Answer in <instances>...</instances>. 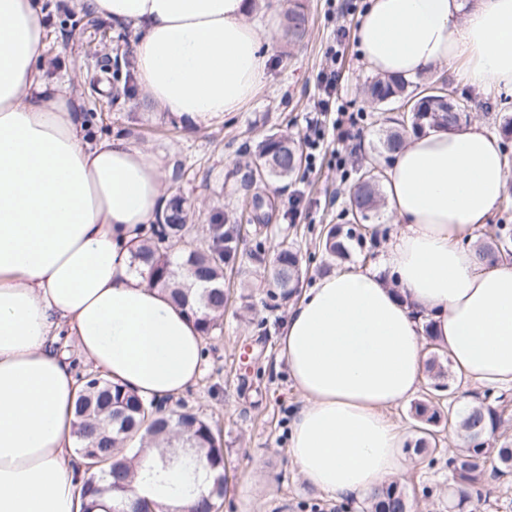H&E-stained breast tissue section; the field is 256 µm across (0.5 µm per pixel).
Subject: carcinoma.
Wrapping results in <instances>:
<instances>
[{"label": "carcinoma", "mask_w": 512, "mask_h": 512, "mask_svg": "<svg viewBox=\"0 0 512 512\" xmlns=\"http://www.w3.org/2000/svg\"><path fill=\"white\" fill-rule=\"evenodd\" d=\"M285 31L290 40L301 39L307 29L308 14L301 3H294L285 16ZM408 80L402 77L375 78L364 87L367 97L374 103L391 102L400 110L408 111L390 118L393 127L387 131L382 147L392 154L403 144L408 132H419L426 128L453 129L459 125V117L471 108L470 99H457L448 95L443 82L431 81L413 94L407 92ZM255 152L261 163L251 166L245 162L249 179L262 184L267 179H286L295 173L291 166L297 148L294 143L277 133H271L259 141ZM357 183L348 196V208L359 214L362 221L382 206L380 180L373 162L360 163L356 168ZM171 205L164 209L167 217L150 226L144 245L136 258L148 268L149 281L170 292L173 301L194 319L203 334L208 335L220 326L227 302L224 293V266L236 259L238 254L239 229L235 224L208 225V245L203 249L185 248L178 258H172L174 245L185 235L191 206L187 201L174 196ZM341 225L331 226L324 238L323 249L330 257H343L345 247ZM488 240L474 246L477 261L491 263L512 255V230L504 224L490 225ZM300 255L292 247H284L273 261L270 285L278 290V296L286 300L297 288ZM426 371L433 380L434 389H442L446 371L439 355L426 363ZM413 418L421 423L420 437L414 442L416 454L433 453L437 445L435 436L441 425H451L461 436L465 448L463 453L449 461L453 466L457 503L463 509L474 489L483 477L484 460L495 458V470L504 475L512 472V448L504 443L497 447L490 443L501 427V416L497 409L481 400L462 414H441L429 400H421L412 407ZM77 443L74 451L84 459L91 451L105 459L116 462L93 471V476L82 486L86 497L85 512H95L97 499L108 495L116 504H121L125 489L136 476V452L128 447L141 427L146 434L141 436L151 447L157 449L163 465L184 462L192 453H205L217 478L213 480L207 495L191 503L185 512H218L227 486L224 479V452L217 446L210 424L190 411L163 412L154 401H144L123 385L105 375H85L75 401ZM483 444H475L476 438ZM412 502L405 488L396 482L382 487L369 497V512H410Z\"/></svg>", "instance_id": "1"}]
</instances>
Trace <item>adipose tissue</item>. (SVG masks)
<instances>
[{
	"label": "adipose tissue",
	"mask_w": 512,
	"mask_h": 512,
	"mask_svg": "<svg viewBox=\"0 0 512 512\" xmlns=\"http://www.w3.org/2000/svg\"><path fill=\"white\" fill-rule=\"evenodd\" d=\"M137 36L147 100L192 122L239 111L273 45L250 23L255 0H79ZM38 0H0V512H81L70 477L78 355L145 399L201 373L203 336L134 254L164 202V170L131 139L86 134L69 85L45 79ZM382 77L461 64L476 89L512 93V0H370L355 31ZM512 169L484 125L408 135L387 172L396 230L378 266L318 280L280 339L304 402L288 453L302 478L360 499L401 469L391 408L423 379L432 323L467 383L512 388V262L477 263L473 245ZM130 498L179 512L207 490L205 455L162 469L136 461Z\"/></svg>",
	"instance_id": "1"
}]
</instances>
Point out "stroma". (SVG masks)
Returning <instances> with one entry per match:
<instances>
[{"label": "stroma", "instance_id": "35a3bbf8", "mask_svg": "<svg viewBox=\"0 0 512 512\" xmlns=\"http://www.w3.org/2000/svg\"><path fill=\"white\" fill-rule=\"evenodd\" d=\"M48 37V84L68 83L79 95L78 110L96 138L123 135L161 163L166 195L179 194L192 205L189 240L202 246L205 228L235 220L244 190L236 168L242 150L266 135L280 133L302 142L306 121L323 96L320 71L334 38L343 41L337 64L336 103L362 113V121L340 139L334 113L325 117V140L315 169H301L285 181L270 180L259 191L266 200L260 216L241 222L240 252L261 246L264 261L287 244L301 258V288L312 287L335 270H358L376 263L388 239L364 238L365 228L345 213L354 186L357 153L378 150L381 168L392 156L380 152V140L393 112L374 104L360 91L372 72L360 58L354 32L367 0H304L308 32L298 43L278 38L262 84L237 112L207 124L169 117L146 103L138 88L122 92L120 81L133 67L134 38L128 28L77 10L71 0H42ZM443 74L460 93L476 99L471 121L498 130L502 117L512 118V101L496 90L459 84L454 68ZM348 155L336 164L337 148ZM301 192L303 202L290 211L288 201ZM238 220V219H237ZM334 224L353 229L349 259L329 262L319 240ZM252 286L242 290L235 268L224 270L229 295L219 329L205 336L203 367L197 383L169 398L168 408L187 406L211 423L224 449L227 493L219 512H366L364 500H338L317 491L301 477L288 453L290 423L303 398L279 357V334L295 299H271L261 281L262 263L249 262ZM458 434L443 430L437 450L421 458L405 451L397 482L405 487L413 512H448L453 472L450 449ZM467 512H512V474L486 476L466 506Z\"/></svg>", "mask_w": 512, "mask_h": 512}]
</instances>
